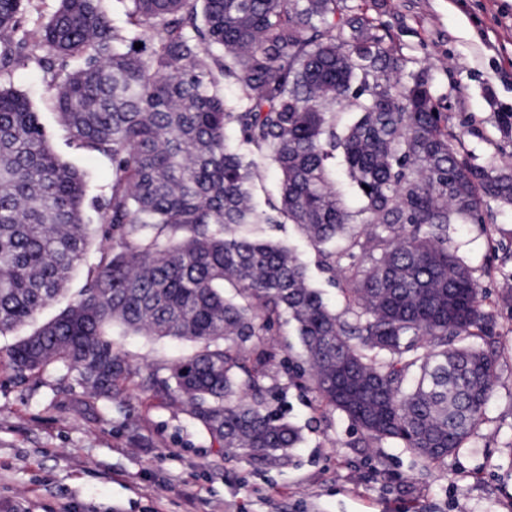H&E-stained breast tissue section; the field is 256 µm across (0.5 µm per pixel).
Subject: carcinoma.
I'll return each mask as SVG.
<instances>
[{
  "mask_svg": "<svg viewBox=\"0 0 512 512\" xmlns=\"http://www.w3.org/2000/svg\"><path fill=\"white\" fill-rule=\"evenodd\" d=\"M24 0H0V44ZM59 0L49 55L81 64L47 92L70 139L112 161L100 258L78 297L8 350L17 374L59 364L112 400L130 377L112 332L194 344L157 381L224 452L266 462L301 441L266 409L249 342L288 315L296 373L367 443L426 465L463 447L497 378L496 313L451 249L454 224L512 204V159L470 162L432 70L354 0ZM142 44L139 49L136 44ZM238 132L236 141L226 136ZM278 201L259 200L260 164ZM84 175L49 148L30 99L0 86V335L28 325L83 260ZM294 224L336 272V238L371 265L331 309L307 265L244 226ZM481 339L485 346H477Z\"/></svg>",
  "mask_w": 512,
  "mask_h": 512,
  "instance_id": "obj_1",
  "label": "carcinoma"
}]
</instances>
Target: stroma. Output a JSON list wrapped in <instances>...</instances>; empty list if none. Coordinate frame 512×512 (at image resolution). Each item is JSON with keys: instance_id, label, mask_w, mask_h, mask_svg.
<instances>
[{"instance_id": "obj_1", "label": "stroma", "mask_w": 512, "mask_h": 512, "mask_svg": "<svg viewBox=\"0 0 512 512\" xmlns=\"http://www.w3.org/2000/svg\"><path fill=\"white\" fill-rule=\"evenodd\" d=\"M402 52L436 63V96L451 113L471 161L487 165L512 156V131L498 116L512 113V68L489 41H512L498 25L512 0H382ZM58 0H26L13 42L17 62L0 85L33 101L51 149L84 171L90 183L84 221L110 193L112 163L67 140L45 87L78 65L44 61L41 21ZM489 229L468 224L453 234L459 257L475 268L487 303L512 285V207L491 205ZM261 238L295 246L312 283L336 310L339 285L318 266L316 250L292 224H269ZM0 335V512H512V311L496 327L497 381L478 433L442 462L422 466L409 450L366 444L341 414L319 407L288 379V348L297 338L287 320L263 330L256 350L271 354L267 406L293 422L302 439L273 463L217 453L205 429L182 405L140 388L166 378L187 343L114 335L131 369L124 399L95 398L60 366L16 377Z\"/></svg>"}]
</instances>
